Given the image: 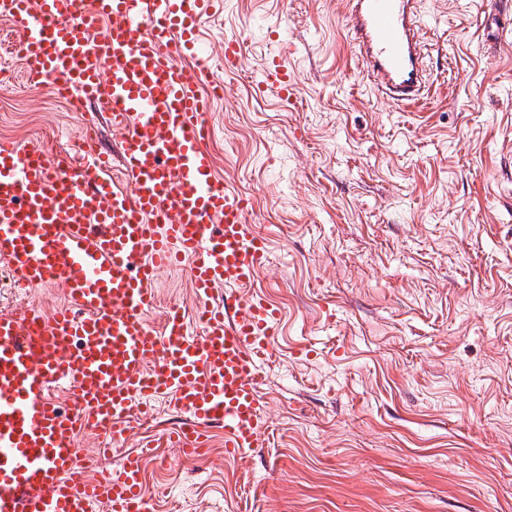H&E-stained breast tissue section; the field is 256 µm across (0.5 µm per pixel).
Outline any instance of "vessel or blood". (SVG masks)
<instances>
[{
    "label": "vessel or blood",
    "instance_id": "b4317fda",
    "mask_svg": "<svg viewBox=\"0 0 512 512\" xmlns=\"http://www.w3.org/2000/svg\"><path fill=\"white\" fill-rule=\"evenodd\" d=\"M217 2L0 0L32 73L107 106L132 186L114 187L100 144L55 161L0 141V258L16 287L65 295L48 320L34 309L0 316V512H150L146 452L89 480L77 434L94 426L121 444L131 417L161 396L184 417L179 445L202 438L205 422L223 425L226 455L259 445L261 370L279 312L245 291L268 244L248 222V200L216 179L209 100L172 63L196 53ZM350 4L351 42L375 91L420 102L417 0ZM184 261L200 302L191 314L171 306L154 329L158 273ZM59 381L76 408L56 401Z\"/></svg>",
    "mask_w": 512,
    "mask_h": 512
}]
</instances>
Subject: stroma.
Wrapping results in <instances>:
<instances>
[{"label": "stroma", "instance_id": "obj_1", "mask_svg": "<svg viewBox=\"0 0 512 512\" xmlns=\"http://www.w3.org/2000/svg\"><path fill=\"white\" fill-rule=\"evenodd\" d=\"M431 94L380 97L348 46L349 0H221L202 52L178 59L200 89L224 84L209 120L214 172L250 203L269 241L252 290L280 311L262 369V444L146 461L151 512H512V33L485 0H422ZM241 41L224 67V40ZM280 60L282 98L263 83ZM95 123L122 179L121 140L99 103L73 112L47 78L0 49V139L54 157ZM169 305L197 303L187 267L162 271ZM59 288L15 292L0 261V314L50 313ZM154 403L113 446L181 426Z\"/></svg>", "mask_w": 512, "mask_h": 512}]
</instances>
